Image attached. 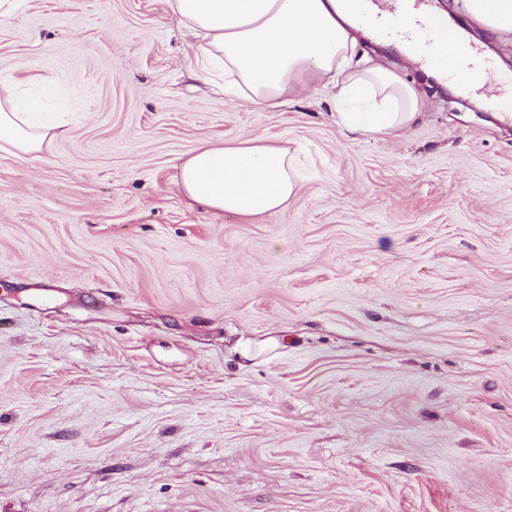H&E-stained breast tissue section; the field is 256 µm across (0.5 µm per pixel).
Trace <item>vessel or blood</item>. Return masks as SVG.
Wrapping results in <instances>:
<instances>
[{"instance_id":"vessel-or-blood-1","label":"vessel or blood","mask_w":512,"mask_h":512,"mask_svg":"<svg viewBox=\"0 0 512 512\" xmlns=\"http://www.w3.org/2000/svg\"><path fill=\"white\" fill-rule=\"evenodd\" d=\"M428 0H359L360 16L369 24L375 37L382 41L401 43L420 52L424 61L433 62L437 52L430 32L446 27L447 22L433 14L414 17V10L427 5ZM414 17V24H407V17ZM495 74L493 59L479 55L477 51H461L446 67L450 81L467 87L473 71Z\"/></svg>"}]
</instances>
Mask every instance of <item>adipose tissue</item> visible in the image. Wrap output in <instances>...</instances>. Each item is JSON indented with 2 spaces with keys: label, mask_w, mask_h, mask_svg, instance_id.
Listing matches in <instances>:
<instances>
[{
  "label": "adipose tissue",
  "mask_w": 512,
  "mask_h": 512,
  "mask_svg": "<svg viewBox=\"0 0 512 512\" xmlns=\"http://www.w3.org/2000/svg\"><path fill=\"white\" fill-rule=\"evenodd\" d=\"M199 75L224 74L226 98L283 105L308 85L332 89L339 126L361 135L397 134L416 123L419 95L397 72L356 57L353 0H170ZM471 21L512 41V0H461ZM39 104L0 83V148L41 149L48 125L33 126ZM176 186L214 212L242 217L283 212L299 190L288 149L260 138L201 145L181 166Z\"/></svg>",
  "instance_id": "ef3b65f1"
}]
</instances>
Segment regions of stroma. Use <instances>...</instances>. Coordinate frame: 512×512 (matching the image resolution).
I'll return each instance as SVG.
<instances>
[{
    "mask_svg": "<svg viewBox=\"0 0 512 512\" xmlns=\"http://www.w3.org/2000/svg\"><path fill=\"white\" fill-rule=\"evenodd\" d=\"M385 53L399 135L201 79L168 0H22L0 79V512H512V117ZM299 157L279 214L189 204L205 143ZM15 85L1 80L0 148L8 147L16 153L39 150L46 139L54 136V127L31 125L28 114L39 112V104L34 99H20Z\"/></svg>",
    "mask_w": 512,
    "mask_h": 512,
    "instance_id": "1",
    "label": "stroma"
}]
</instances>
